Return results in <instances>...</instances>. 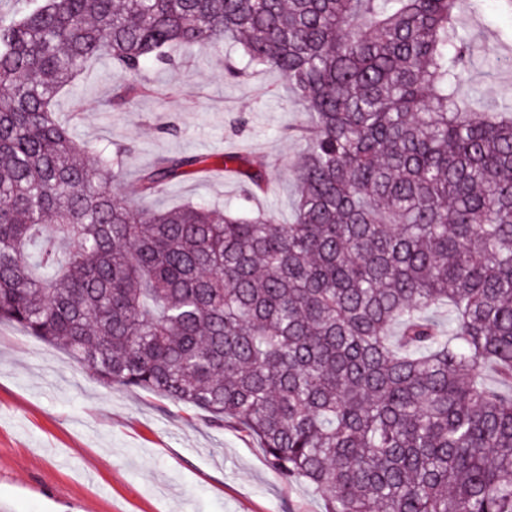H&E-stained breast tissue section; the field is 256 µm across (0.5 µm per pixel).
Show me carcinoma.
I'll return each mask as SVG.
<instances>
[{
    "mask_svg": "<svg viewBox=\"0 0 512 512\" xmlns=\"http://www.w3.org/2000/svg\"><path fill=\"white\" fill-rule=\"evenodd\" d=\"M457 6L27 0L0 22V323L244 429L325 512H512V104L461 99ZM223 42L228 78L272 68L308 114L290 224L150 205L207 156L119 197L123 152L59 118L94 60L133 78L124 100L168 51Z\"/></svg>",
    "mask_w": 512,
    "mask_h": 512,
    "instance_id": "carcinoma-1",
    "label": "carcinoma"
}]
</instances>
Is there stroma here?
Segmentation results:
<instances>
[{"instance_id":"1","label":"stroma","mask_w":512,"mask_h":512,"mask_svg":"<svg viewBox=\"0 0 512 512\" xmlns=\"http://www.w3.org/2000/svg\"><path fill=\"white\" fill-rule=\"evenodd\" d=\"M459 20L480 47L462 89L477 111L512 101V14L488 0ZM241 52L223 44L178 50L144 74L153 93L115 103L123 76L90 63L60 95L77 140L126 151L118 194L157 158L246 145L269 189L245 199L241 179L189 177L166 186L158 209L188 202L293 216V158L307 114L273 70L230 80ZM305 482L277 478L257 440L195 408L144 391L104 386L63 350L0 323V512H322Z\"/></svg>"}]
</instances>
